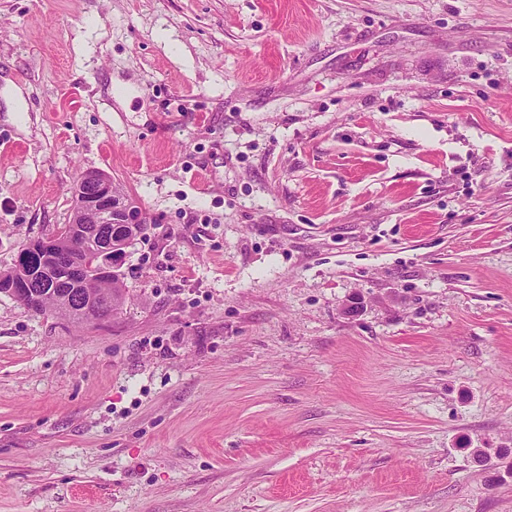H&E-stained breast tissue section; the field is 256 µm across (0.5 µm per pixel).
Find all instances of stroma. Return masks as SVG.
I'll use <instances>...</instances> for the list:
<instances>
[{"label":"stroma","mask_w":512,"mask_h":512,"mask_svg":"<svg viewBox=\"0 0 512 512\" xmlns=\"http://www.w3.org/2000/svg\"><path fill=\"white\" fill-rule=\"evenodd\" d=\"M87 170L148 230L0 294V512H512V0H0V270Z\"/></svg>","instance_id":"obj_1"}]
</instances>
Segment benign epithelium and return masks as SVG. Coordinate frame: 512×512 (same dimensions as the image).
I'll return each instance as SVG.
<instances>
[{"label": "benign epithelium", "instance_id": "obj_1", "mask_svg": "<svg viewBox=\"0 0 512 512\" xmlns=\"http://www.w3.org/2000/svg\"><path fill=\"white\" fill-rule=\"evenodd\" d=\"M78 224L63 225L32 241L36 261L16 270L18 279L6 294L32 312L42 309L43 291L61 295L55 314L82 324L86 316L103 311L100 297L76 288L89 278L110 279L115 274V253L126 242L115 239L117 225L144 224L141 209L128 198H115L112 178L101 171H86L74 185Z\"/></svg>", "mask_w": 512, "mask_h": 512}]
</instances>
